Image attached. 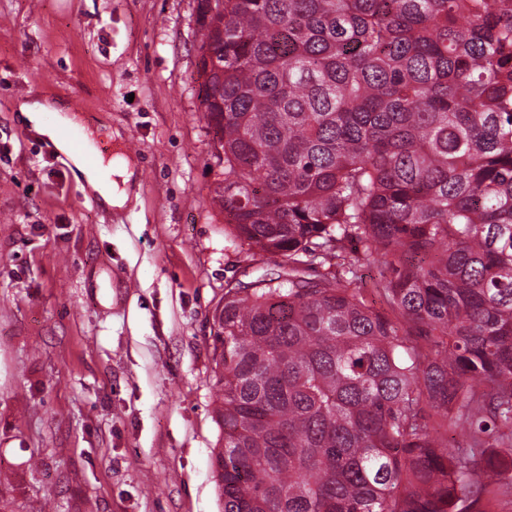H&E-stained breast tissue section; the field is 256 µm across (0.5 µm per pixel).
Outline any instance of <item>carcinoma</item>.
<instances>
[{"label": "carcinoma", "mask_w": 512, "mask_h": 512, "mask_svg": "<svg viewBox=\"0 0 512 512\" xmlns=\"http://www.w3.org/2000/svg\"><path fill=\"white\" fill-rule=\"evenodd\" d=\"M199 25L214 200L277 266L214 308L224 512H474L512 481V0H201Z\"/></svg>", "instance_id": "obj_1"}]
</instances>
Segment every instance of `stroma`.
I'll return each mask as SVG.
<instances>
[{"instance_id":"35a3bbf8","label":"stroma","mask_w":512,"mask_h":512,"mask_svg":"<svg viewBox=\"0 0 512 512\" xmlns=\"http://www.w3.org/2000/svg\"><path fill=\"white\" fill-rule=\"evenodd\" d=\"M198 15L199 0H0V512L223 510L212 312L272 263L212 202ZM32 95L83 101L134 200L87 196L21 123Z\"/></svg>"}]
</instances>
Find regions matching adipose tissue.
<instances>
[{"label":"adipose tissue","mask_w":512,"mask_h":512,"mask_svg":"<svg viewBox=\"0 0 512 512\" xmlns=\"http://www.w3.org/2000/svg\"><path fill=\"white\" fill-rule=\"evenodd\" d=\"M49 109V104L37 96L29 97L18 105V111L23 119L39 133L48 137L57 151L72 162L107 206L124 207L129 200L126 184L132 176L128 162L122 158H110L99 160L96 166H89L83 155L73 150L65 136L66 131L82 129L80 119L74 114L58 113L54 115L53 122L49 123L44 119V114Z\"/></svg>","instance_id":"obj_1"}]
</instances>
